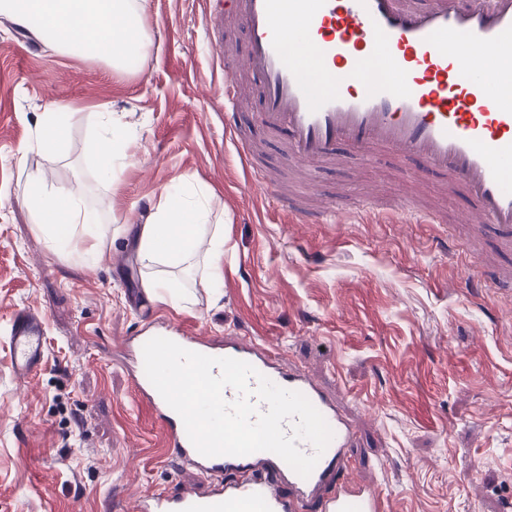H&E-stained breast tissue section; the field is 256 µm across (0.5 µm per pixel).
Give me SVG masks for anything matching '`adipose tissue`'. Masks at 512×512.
I'll use <instances>...</instances> for the list:
<instances>
[{"instance_id": "ef3b65f1", "label": "adipose tissue", "mask_w": 512, "mask_h": 512, "mask_svg": "<svg viewBox=\"0 0 512 512\" xmlns=\"http://www.w3.org/2000/svg\"><path fill=\"white\" fill-rule=\"evenodd\" d=\"M147 7L148 0H0V16L29 29L53 50L102 60L122 70L151 44L143 24ZM79 118V113L66 105L43 113L36 150L59 155L67 130ZM98 124L111 148L99 154L96 163L109 179L121 164L128 129L108 112L99 114ZM26 199L36 229L51 249L65 251L82 242L85 256L100 257L97 217L80 194L64 187L54 198H47L44 175L36 172L28 179ZM134 242L142 259L180 270L200 260L211 284L222 279L224 227L212 213L205 186L189 193L163 189L152 213L137 229Z\"/></svg>"}]
</instances>
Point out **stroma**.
I'll use <instances>...</instances> for the list:
<instances>
[{
	"instance_id": "35a3bbf8",
	"label": "stroma",
	"mask_w": 512,
	"mask_h": 512,
	"mask_svg": "<svg viewBox=\"0 0 512 512\" xmlns=\"http://www.w3.org/2000/svg\"><path fill=\"white\" fill-rule=\"evenodd\" d=\"M204 10V0H150L152 44L124 70L0 19V512H136L144 493L187 482L159 463L165 433L112 351L148 322L131 306L146 272L135 228L165 187L196 184L224 218V277L209 286L193 266L183 276L192 301H154L157 314L190 333L252 337L314 374L358 421L349 455L385 512H500L512 500V294L491 282L512 256L492 232L472 233L464 190L415 179L387 154L304 169L340 206L417 196L446 223L299 224L249 187L218 89L248 38L225 24L216 56ZM247 84L239 134L259 148L256 165L285 168L282 137L259 117L260 83ZM57 103L130 129L113 184L96 167L109 144L84 121L60 157L20 156ZM37 170L47 192L83 188L102 261L54 252L36 232L25 186ZM472 252L489 255L484 270L466 264ZM21 309L41 316L46 336L27 382L6 340Z\"/></svg>"
}]
</instances>
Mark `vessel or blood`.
Returning a JSON list of instances; mask_svg holds the SVG:
<instances>
[{
    "instance_id": "1",
    "label": "vessel or blood",
    "mask_w": 512,
    "mask_h": 512,
    "mask_svg": "<svg viewBox=\"0 0 512 512\" xmlns=\"http://www.w3.org/2000/svg\"><path fill=\"white\" fill-rule=\"evenodd\" d=\"M206 23L229 16L248 35L238 66L225 67L224 125L233 128L245 71L263 88L261 117L272 134L287 132L297 159L339 162L338 146L355 154L386 151L422 171L464 185L475 203L472 222L496 226L512 249V106L501 79L477 58L512 56V0H207ZM251 183L304 224L342 222L344 213L317 190L288 193L252 171ZM161 336L213 357L252 365L276 385L303 393L334 437L308 478L267 451L202 456L181 417L146 376L143 346ZM10 346L19 378L35 377L45 349L41 319L21 310ZM118 359L136 397L165 427V461L191 473L193 485L144 495L137 512H383L377 489L347 481L348 450L359 429L306 370L284 369L269 348L234 336L216 343L179 326L151 322L125 337Z\"/></svg>"
}]
</instances>
